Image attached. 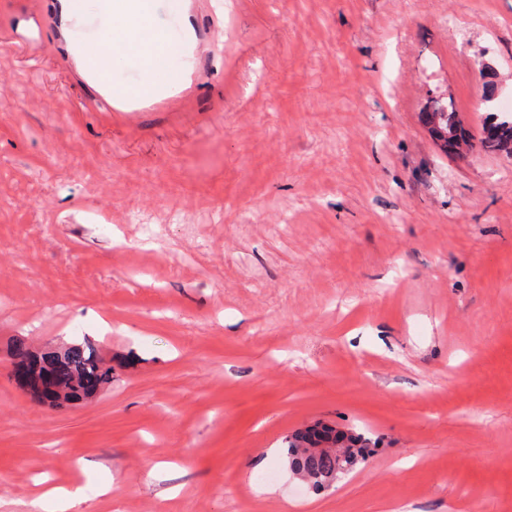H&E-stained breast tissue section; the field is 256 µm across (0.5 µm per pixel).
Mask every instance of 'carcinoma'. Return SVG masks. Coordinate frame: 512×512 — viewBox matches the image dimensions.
<instances>
[{
  "mask_svg": "<svg viewBox=\"0 0 512 512\" xmlns=\"http://www.w3.org/2000/svg\"><path fill=\"white\" fill-rule=\"evenodd\" d=\"M494 83L485 82L484 101L487 115L484 124L495 127V136L491 139L482 138L481 148L492 154L507 152V144L512 143V124L501 125L497 116L501 115L492 101ZM455 112L453 102L446 104L434 100L431 113L424 116V122L433 118L448 123V116ZM14 356L22 368L20 378L39 395L47 391V383L54 384L65 393L68 401L84 398L82 382L85 376L96 377L105 385L112 381V369L105 368L95 352L86 344H72L61 355L48 353L44 356L32 354L29 348L16 343ZM320 438L344 447L342 455L334 451H319L316 442L308 439L302 431L297 430L287 439V461L289 471L296 475L315 491H322L332 486L339 478L353 471L358 465L366 462L372 453L373 442L364 432L348 429L344 432L336 431L333 426H322Z\"/></svg>",
  "mask_w": 512,
  "mask_h": 512,
  "instance_id": "carcinoma-1",
  "label": "carcinoma"
}]
</instances>
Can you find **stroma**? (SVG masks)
<instances>
[{
    "label": "stroma",
    "mask_w": 512,
    "mask_h": 512,
    "mask_svg": "<svg viewBox=\"0 0 512 512\" xmlns=\"http://www.w3.org/2000/svg\"><path fill=\"white\" fill-rule=\"evenodd\" d=\"M175 67L105 108L53 0H0V512H512V0H153ZM151 225V233L140 230ZM89 342L112 381L15 375ZM377 438L322 492L283 438ZM494 92V83L492 81L485 82L484 85V101L485 108L488 114L485 116L484 125H492L495 126V136L491 139H487L485 136L482 138L480 144L481 148L487 152L492 154L505 153L512 156V153H507V144L509 142L512 143V121L510 125H501V119L497 120V115L502 116L505 112H499L495 106V101L490 100L496 96L497 89ZM454 112H456V110L451 100H448L447 105L434 100L431 105V113L424 115V123L426 124L427 122H431L433 118L439 116V121L441 123L448 124V132L436 127V139L445 146L448 145L449 148L453 149L458 154L466 155L469 150L468 143L456 138L457 129L460 126L458 113L448 121V114L451 115ZM84 499V488L76 485L71 488H52L33 504L34 508L51 505L53 512H68L75 503Z\"/></svg>",
    "instance_id": "35a3bbf8"
}]
</instances>
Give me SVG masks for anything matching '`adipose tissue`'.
<instances>
[{"instance_id":"obj_1","label":"adipose tissue","mask_w":512,"mask_h":512,"mask_svg":"<svg viewBox=\"0 0 512 512\" xmlns=\"http://www.w3.org/2000/svg\"><path fill=\"white\" fill-rule=\"evenodd\" d=\"M102 6L112 16L111 39L80 46L76 54L82 65L94 66L98 55L104 52L111 53L116 62L135 53L142 59L147 77L134 87V95L146 97L165 89L172 52L165 31L155 24L144 0H103Z\"/></svg>"}]
</instances>
